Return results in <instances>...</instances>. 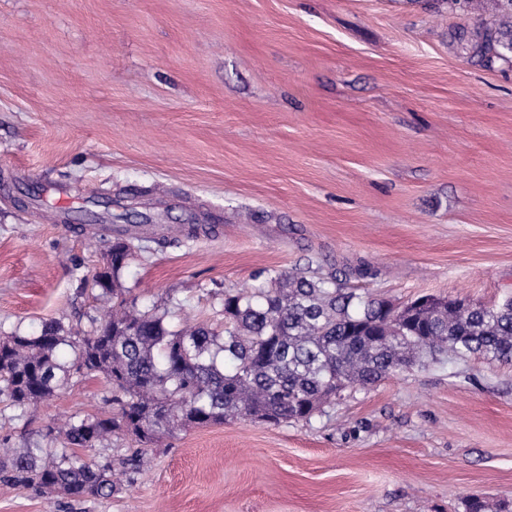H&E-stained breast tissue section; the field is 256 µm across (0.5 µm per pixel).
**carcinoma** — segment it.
<instances>
[{
	"instance_id": "1",
	"label": "carcinoma",
	"mask_w": 512,
	"mask_h": 512,
	"mask_svg": "<svg viewBox=\"0 0 512 512\" xmlns=\"http://www.w3.org/2000/svg\"><path fill=\"white\" fill-rule=\"evenodd\" d=\"M479 20L457 35L456 49L486 69L512 66V0H445ZM152 217L117 231L106 263L93 275L97 299L110 303L83 335L51 321L36 335L0 337V396L23 410L64 389L72 378L101 374L112 385V411L46 426L24 448L0 443V481L54 500L116 491L109 458L97 449L117 435L139 447L120 460L142 470L147 447L165 433L249 417L309 421L348 387H369L416 365L479 355L512 361V297L489 307L424 296L396 315L387 302L347 291L333 273L268 270L263 281L224 293V329H172L168 312L139 307L118 276ZM71 348L67 361L62 351Z\"/></svg>"
}]
</instances>
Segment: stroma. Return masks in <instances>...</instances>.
Masks as SVG:
<instances>
[{
  "instance_id": "stroma-1",
  "label": "stroma",
  "mask_w": 512,
  "mask_h": 512,
  "mask_svg": "<svg viewBox=\"0 0 512 512\" xmlns=\"http://www.w3.org/2000/svg\"><path fill=\"white\" fill-rule=\"evenodd\" d=\"M467 23L444 0H0V336L90 328L122 205L153 225L119 282L177 327L219 324L225 292L308 265L371 268L346 288L397 306L512 296V68L461 56ZM108 393L98 375L22 416L0 401V438L25 447ZM117 486L58 504L0 482V512L510 501L512 363L409 370L307 422L182 430Z\"/></svg>"
}]
</instances>
